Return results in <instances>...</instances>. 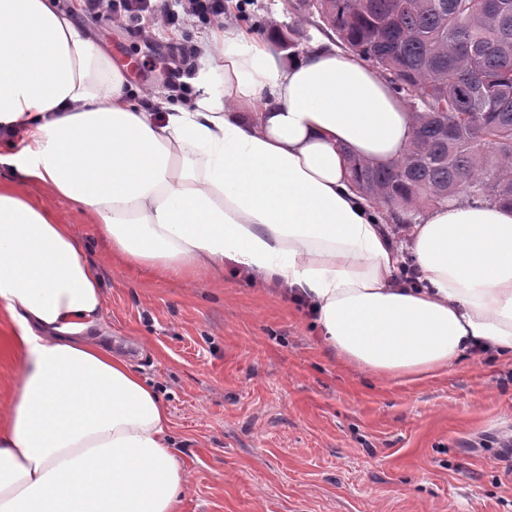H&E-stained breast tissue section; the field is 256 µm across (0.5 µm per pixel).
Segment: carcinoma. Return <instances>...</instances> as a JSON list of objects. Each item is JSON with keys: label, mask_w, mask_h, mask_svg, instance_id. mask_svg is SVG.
<instances>
[{"label": "carcinoma", "mask_w": 512, "mask_h": 512, "mask_svg": "<svg viewBox=\"0 0 512 512\" xmlns=\"http://www.w3.org/2000/svg\"><path fill=\"white\" fill-rule=\"evenodd\" d=\"M417 112L388 166L353 164L381 215L459 193L512 206V0H310Z\"/></svg>", "instance_id": "carcinoma-1"}]
</instances>
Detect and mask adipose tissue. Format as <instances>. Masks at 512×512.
Wrapping results in <instances>:
<instances>
[{
	"label": "adipose tissue",
	"instance_id": "1",
	"mask_svg": "<svg viewBox=\"0 0 512 512\" xmlns=\"http://www.w3.org/2000/svg\"><path fill=\"white\" fill-rule=\"evenodd\" d=\"M193 92L156 112L60 0H0V512H177L169 413L99 336L102 280L50 203L79 206L140 280L225 265L314 310L328 353L420 382L489 349L512 362V207L450 200L409 230L422 286L357 193L352 160L404 155L416 119L356 54L227 25Z\"/></svg>",
	"mask_w": 512,
	"mask_h": 512
}]
</instances>
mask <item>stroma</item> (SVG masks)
<instances>
[{
	"label": "stroma",
	"instance_id": "35a3bbf8",
	"mask_svg": "<svg viewBox=\"0 0 512 512\" xmlns=\"http://www.w3.org/2000/svg\"><path fill=\"white\" fill-rule=\"evenodd\" d=\"M110 56L137 59L146 102L169 101L168 46L225 23L296 47L334 33L298 0H224V24L186 18L144 39L80 16ZM103 279V324L157 388L191 482L179 512H512V366L477 357L417 383L379 384L319 347L301 303L224 270L213 287L140 284L112 266L81 209L55 203Z\"/></svg>",
	"mask_w": 512,
	"mask_h": 512
}]
</instances>
